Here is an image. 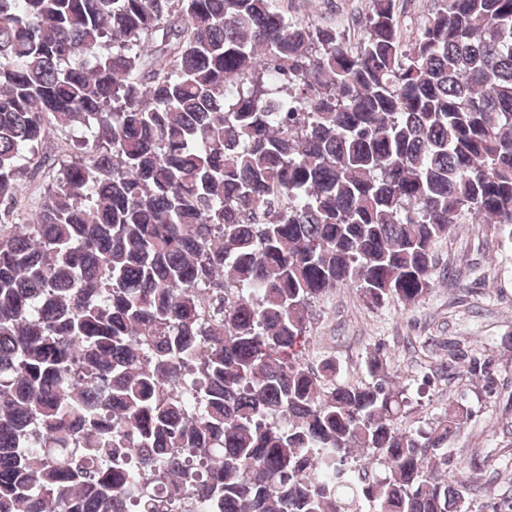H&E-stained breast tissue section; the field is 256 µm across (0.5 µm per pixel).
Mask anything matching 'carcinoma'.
<instances>
[{"label": "carcinoma", "instance_id": "1", "mask_svg": "<svg viewBox=\"0 0 512 512\" xmlns=\"http://www.w3.org/2000/svg\"><path fill=\"white\" fill-rule=\"evenodd\" d=\"M281 2L0 0V512H471L464 404L402 431L380 352L305 355L464 216L512 245V0ZM336 7L328 4L327 0H295L293 13L302 17L310 16L313 19L322 17L323 20L338 22L346 14L363 11L367 6L366 0H332ZM434 3V0H412L405 6L404 18L410 31L416 32L421 23L428 17Z\"/></svg>", "mask_w": 512, "mask_h": 512}]
</instances>
